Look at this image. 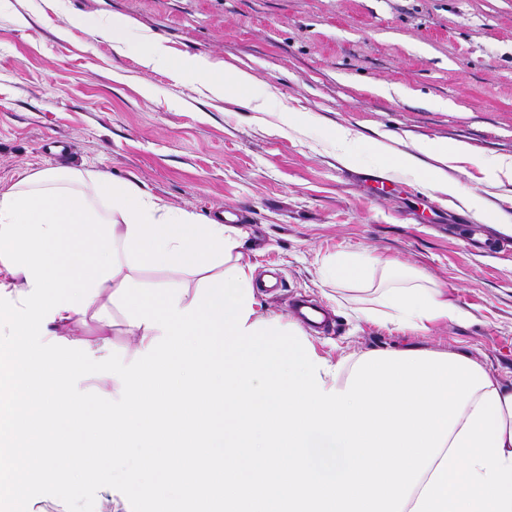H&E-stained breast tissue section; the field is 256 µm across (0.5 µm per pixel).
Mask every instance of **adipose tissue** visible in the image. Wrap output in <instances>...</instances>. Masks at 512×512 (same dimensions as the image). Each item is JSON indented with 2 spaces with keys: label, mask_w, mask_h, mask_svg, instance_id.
<instances>
[{
  "label": "adipose tissue",
  "mask_w": 512,
  "mask_h": 512,
  "mask_svg": "<svg viewBox=\"0 0 512 512\" xmlns=\"http://www.w3.org/2000/svg\"><path fill=\"white\" fill-rule=\"evenodd\" d=\"M73 27L91 39L105 38L122 54L135 55L148 71L164 72L174 80H194L213 92L235 94L257 101L262 97L254 76L243 70L227 71L202 57H175L158 36L134 30L119 17L71 18ZM381 164H395L418 180L450 190L445 164L463 157L466 149L456 142L425 140L421 153L438 165L420 167L416 158L393 157L382 142L368 146ZM72 188L84 192L100 217L114 221V239L121 270L97 288L86 312L59 311L48 323L50 335L89 345L103 356L110 341L115 294L124 277L145 268L168 267L190 276L213 269L252 266L242 263L243 233L231 224L200 221L189 211L154 200L129 183L99 171L56 167L27 171L10 185V192L44 188ZM382 275L388 286L375 305L358 308L360 318L383 321L400 329L428 330L438 321H460L465 313L448 301L440 288L421 285L420 274L388 259L342 251L324 269L327 281L341 286L367 284ZM403 512H512V384L494 381L477 390L434 463L414 488Z\"/></svg>",
  "instance_id": "obj_1"
}]
</instances>
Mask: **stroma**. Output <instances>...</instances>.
Listing matches in <instances>:
<instances>
[{
	"label": "stroma",
	"mask_w": 512,
	"mask_h": 512,
	"mask_svg": "<svg viewBox=\"0 0 512 512\" xmlns=\"http://www.w3.org/2000/svg\"><path fill=\"white\" fill-rule=\"evenodd\" d=\"M71 15L121 17L175 56L247 70L269 106L147 71L70 26ZM290 110L301 124H284ZM341 129L356 138V163L341 160ZM55 139L71 146L68 167L201 219L246 210L242 259L262 313L292 321L294 301L318 304L329 324L305 333L329 362L453 352L512 382V234L480 253L441 227L449 209L484 214L493 229L512 219V178L485 168L512 156V0H0V187L53 166L43 146ZM426 139L465 145L446 171L455 193L382 168L366 150L378 140L418 155ZM381 171L392 196L355 180ZM342 250L425 276L465 320L414 333L359 319L366 293L322 277Z\"/></svg>",
	"instance_id": "1"
}]
</instances>
